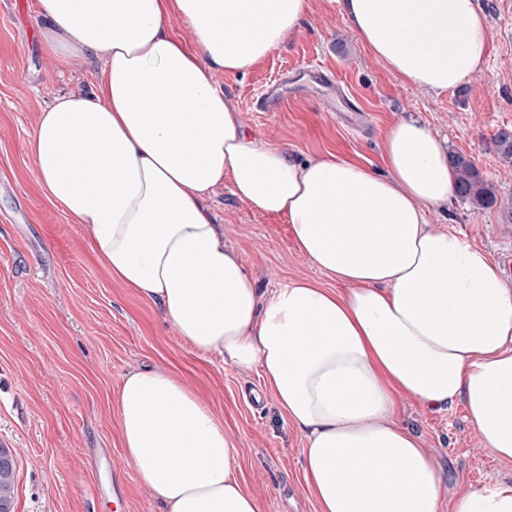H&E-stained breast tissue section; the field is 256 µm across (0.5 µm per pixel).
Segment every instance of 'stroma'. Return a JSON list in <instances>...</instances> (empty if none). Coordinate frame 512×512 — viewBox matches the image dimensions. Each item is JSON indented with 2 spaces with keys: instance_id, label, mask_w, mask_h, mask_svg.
<instances>
[{
  "instance_id": "35a3bbf8",
  "label": "stroma",
  "mask_w": 512,
  "mask_h": 512,
  "mask_svg": "<svg viewBox=\"0 0 512 512\" xmlns=\"http://www.w3.org/2000/svg\"><path fill=\"white\" fill-rule=\"evenodd\" d=\"M488 24L483 69L436 96L411 85L375 58L344 18L337 0H313L299 33L259 67L212 81L248 133L296 157L333 153L381 169L382 138L397 120L422 118L470 158L496 196L488 209L453 197L431 209L430 223L466 238L499 265L512 286V159L499 155L496 132L512 127V0H479ZM35 0H0V448L14 452V512H163L129 466L115 399L122 378L145 366L177 375L223 419L240 450L246 489L261 512H317L304 479V440L265 390L258 369L193 352L161 307L111 278L90 233L42 195L28 150L41 112L56 97L88 90L103 60L62 63L33 20ZM327 66L367 113L363 128L324 111L316 88L299 89L296 72ZM278 83L275 111L258 99ZM205 205L259 288L326 276L296 249L287 224L241 202L231 186ZM399 423L421 437L444 477L441 512L487 481L512 484V461L500 460L470 424L463 404L448 409L405 399ZM124 468L121 505L88 487L96 460Z\"/></svg>"
}]
</instances>
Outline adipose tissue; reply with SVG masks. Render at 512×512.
Listing matches in <instances>:
<instances>
[{
	"label": "adipose tissue",
	"mask_w": 512,
	"mask_h": 512,
	"mask_svg": "<svg viewBox=\"0 0 512 512\" xmlns=\"http://www.w3.org/2000/svg\"><path fill=\"white\" fill-rule=\"evenodd\" d=\"M393 73L440 95L480 72L477 0H339ZM310 0H36L34 21L66 62L104 66L90 89L40 115L29 150L46 198L91 233L109 276L157 305L201 355L259 367L305 441L318 512H441L443 480L399 402H463L481 440L512 461V288L481 249L427 218L454 173L422 121L395 122L378 173L249 138L211 74L260 66L296 34ZM187 22L195 46L173 30ZM283 217L298 250L343 283L260 291L203 201L223 183ZM122 446L166 512H261L224 422L173 373L126 375ZM452 512H512L486 482Z\"/></svg>",
	"instance_id": "ef3b65f1"
}]
</instances>
